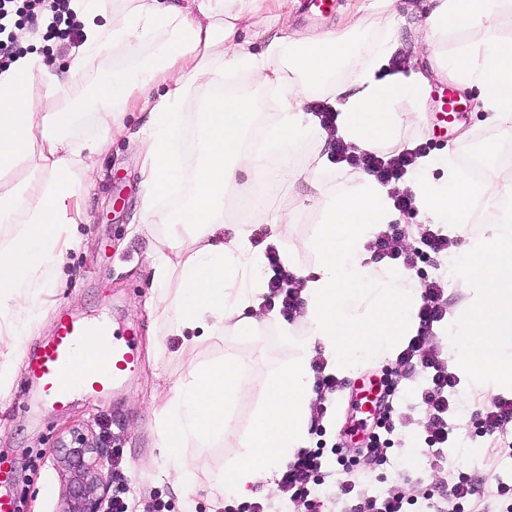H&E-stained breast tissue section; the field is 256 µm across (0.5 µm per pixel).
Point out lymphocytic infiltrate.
Returning <instances> with one entry per match:
<instances>
[{
  "label": "lymphocytic infiltrate",
  "instance_id": "f902f5d3",
  "mask_svg": "<svg viewBox=\"0 0 512 512\" xmlns=\"http://www.w3.org/2000/svg\"><path fill=\"white\" fill-rule=\"evenodd\" d=\"M71 0H0V73L6 72L26 50L15 31L32 14L46 15L48 25L45 39H64L78 35L80 23L70 6ZM417 155L404 152L392 157L378 152L363 150L351 152L344 142L336 144V160L351 166H359L373 173L382 185L399 181L416 164ZM403 234L400 225H389L371 244L378 259L390 260L404 268H415L419 261L432 254L448 250V237L438 230H428L421 238V245L411 252L402 251L399 241ZM266 266L269 270L267 295L268 307L278 308L285 318H292L299 304L298 294L290 286L291 276L286 262L275 249H268ZM448 287L444 277L437 276L422 284V303L417 312L418 327L397 359L403 364H417L428 373L427 384L420 391L422 402L432 413V421L426 444L432 465L444 469L447 464L445 450L450 440L448 414L451 399L460 383L458 375L448 366L447 358L431 345L437 327L448 317L443 297ZM326 466L322 452L303 448L287 462L281 472L278 486L288 502L290 512H327L326 494L320 488L316 476Z\"/></svg>",
  "mask_w": 512,
  "mask_h": 512
}]
</instances>
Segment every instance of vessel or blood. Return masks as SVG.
Listing matches in <instances>:
<instances>
[{
    "label": "vessel or blood",
    "instance_id": "obj_1",
    "mask_svg": "<svg viewBox=\"0 0 512 512\" xmlns=\"http://www.w3.org/2000/svg\"><path fill=\"white\" fill-rule=\"evenodd\" d=\"M467 103L454 87H445L438 98L440 120L453 123ZM138 364L132 337L120 335L111 321L77 320L62 315L53 336L26 359V375L55 407H67L75 395L93 399L106 394ZM13 465L0 458V512H17L7 487Z\"/></svg>",
    "mask_w": 512,
    "mask_h": 512
}]
</instances>
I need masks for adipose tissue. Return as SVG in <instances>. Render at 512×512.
<instances>
[{
  "label": "adipose tissue",
  "instance_id": "obj_1",
  "mask_svg": "<svg viewBox=\"0 0 512 512\" xmlns=\"http://www.w3.org/2000/svg\"><path fill=\"white\" fill-rule=\"evenodd\" d=\"M294 3L122 0L108 13L97 0H73L85 23L74 70L113 50L122 56L95 89L96 137L73 135L80 115L72 105L36 112L32 78H39L45 98L61 91L57 75L39 56H23L0 73V171L38 159L26 180H0V224L13 229L0 244V330L9 336L31 330L27 291L62 268L78 243L76 227L86 220L79 199L91 186L90 157L109 139L128 134L125 118L136 112L146 118L140 151L143 222L166 227L153 277L169 288L168 330L181 337L179 355L189 365L156 410V448L178 466L184 486L195 482L184 448L192 442L204 448L233 434L232 415L252 369L247 355L196 361L201 339L251 335L271 324L288 339L292 354L269 371L263 402L236 458L210 478L228 501L249 498L260 482L274 486L283 464L305 447L314 351L322 352L328 371L336 374L390 358L414 334L421 303L412 277L370 260L366 246L394 212L384 187L362 172L320 208L321 219L306 243L315 258L301 273L306 305L298 324L257 314L265 279L250 241L251 216L267 209L273 186L287 182L291 148L322 133L309 102L317 97L327 103L337 114L338 135L367 149L393 144L400 122L395 101L421 96L429 85L421 73L378 77L388 41L366 49L334 30L309 36L290 31L285 20ZM258 17L267 38L256 52L238 35ZM158 35L161 49L149 52ZM216 74L244 76L278 90L276 111L266 113L263 101L246 92L210 93L197 115L198 160L191 167L182 148L184 108ZM258 128L264 147L255 150L247 139ZM185 181L186 200L160 208V200ZM230 191L250 196L252 203L228 241L224 202Z\"/></svg>",
  "mask_w": 512,
  "mask_h": 512
}]
</instances>
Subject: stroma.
Masks as SVG:
<instances>
[{
  "mask_svg": "<svg viewBox=\"0 0 512 512\" xmlns=\"http://www.w3.org/2000/svg\"><path fill=\"white\" fill-rule=\"evenodd\" d=\"M434 7V0H394L388 10L373 5L363 8L358 0H338L333 13L315 18L304 13L302 7H295L288 16V25L298 34L309 35L342 29L345 18L356 15L357 26L351 32L354 40L372 44L390 40L393 57L402 71L424 73L435 88L455 81L452 74L440 70L438 55H452L458 43L485 39L486 33L467 27L449 32L438 52H431L426 45L427 20ZM23 43L35 46L37 54L55 66L63 79L65 98L75 104L93 105L94 87L104 73L111 71L116 59L112 53L93 59L75 75L71 66L79 41L56 39L37 46L28 36ZM463 93L470 107L444 136L434 130L431 93L418 99L398 100L395 111L411 113L412 120L400 128L395 144L384 147V154L392 156L419 146L428 156L448 152L456 155L461 148L496 137L497 131L488 124L482 108L479 88L469 86ZM129 126L130 136L108 142L94 159L95 186L82 200L88 220L78 228L79 245L70 251L60 272L28 291L30 314L40 323L38 335L0 338L10 352L6 370L9 383L0 393V457L15 464L10 492L21 512H59L65 480L52 457L59 438L73 429L111 437L113 447L120 452L128 512H151L157 501L164 504L165 512H213L223 496L212 489L209 479L235 457L239 438L247 432L263 401L269 368L287 362L291 356L287 339L272 326L258 336H215L200 343L197 361L209 362L241 353L252 355L255 363L248 379L250 392L233 413L234 436L204 449L189 444L184 453L193 462L197 482L193 488L183 487L175 467L158 456L154 410L186 373L187 364L178 355L180 337L167 329L164 289L152 279L151 264L161 247L164 227L156 224L136 235L130 232L131 225L141 221L144 189L139 168L141 122L133 118ZM335 144L336 132L330 129L324 140L306 141L297 147L290 157L296 175L276 199V206L293 208L310 196L322 200L345 185L354 169L335 163ZM316 154L326 157L328 163L314 180L306 167ZM318 220V213L302 214L288 230L286 239L274 243L267 216L259 212L252 217L251 240L257 247H277L280 254L290 255L295 268L301 270L312 261L304 243L314 234ZM64 310L77 318H112L134 336L139 364L109 394L92 401L78 399L67 408L57 409L48 406L28 383L25 356L52 336ZM384 377L391 378L400 391L405 417L397 423L391 436L393 444L384 458H357L353 476L359 483V495L337 496L338 468L332 463L327 465L320 479L327 492L329 512H368L369 497L391 491L401 492L409 499L411 512H420L424 494L461 478L474 490L468 504L470 512H506L512 505V422L495 433H484L478 421L490 406V399L458 387L455 399L459 408L448 417L453 430L448 468H432L426 445L430 414L417 397L426 373L418 366L388 359L342 376L341 388L328 401L330 417L310 425L309 447L322 449L328 456L333 447L349 445L347 431L356 416L353 391L359 379ZM474 446L482 447L481 455H471ZM500 482L506 485V493H498L496 485Z\"/></svg>",
  "mask_w": 512,
  "mask_h": 512,
  "instance_id": "1",
  "label": "stroma"
}]
</instances>
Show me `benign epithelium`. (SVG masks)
Segmentation results:
<instances>
[{
	"mask_svg": "<svg viewBox=\"0 0 512 512\" xmlns=\"http://www.w3.org/2000/svg\"><path fill=\"white\" fill-rule=\"evenodd\" d=\"M111 453L102 440L81 432L62 442V451L56 456L66 481L62 512H105L109 494L105 469Z\"/></svg>",
	"mask_w": 512,
	"mask_h": 512,
	"instance_id": "benign-epithelium-1",
	"label": "benign epithelium"
}]
</instances>
